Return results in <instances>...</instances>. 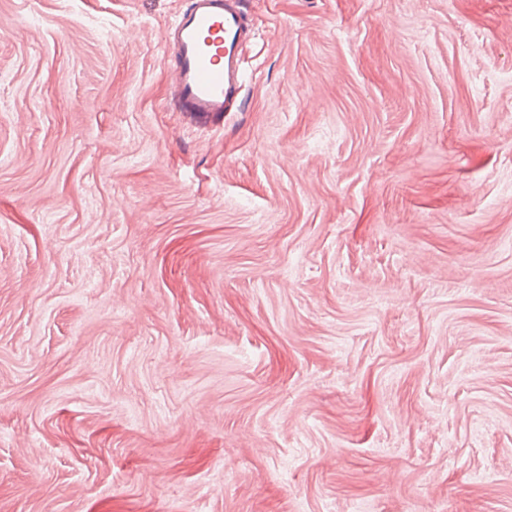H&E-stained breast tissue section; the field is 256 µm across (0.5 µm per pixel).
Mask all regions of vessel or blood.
<instances>
[{"label": "vessel or blood", "mask_w": 512, "mask_h": 512, "mask_svg": "<svg viewBox=\"0 0 512 512\" xmlns=\"http://www.w3.org/2000/svg\"><path fill=\"white\" fill-rule=\"evenodd\" d=\"M251 35L243 0H187L165 32L175 47L173 108L200 123L231 111L243 88V45Z\"/></svg>", "instance_id": "b4317fda"}]
</instances>
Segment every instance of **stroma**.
<instances>
[{
    "label": "stroma",
    "instance_id": "35a3bbf8",
    "mask_svg": "<svg viewBox=\"0 0 512 512\" xmlns=\"http://www.w3.org/2000/svg\"><path fill=\"white\" fill-rule=\"evenodd\" d=\"M0 0V512H512V0ZM252 36L243 0H188L165 32L174 44L176 83L171 105L206 123L240 100Z\"/></svg>",
    "mask_w": 512,
    "mask_h": 512
}]
</instances>
